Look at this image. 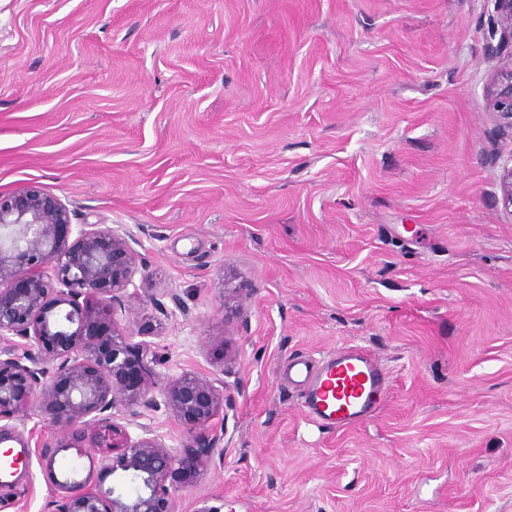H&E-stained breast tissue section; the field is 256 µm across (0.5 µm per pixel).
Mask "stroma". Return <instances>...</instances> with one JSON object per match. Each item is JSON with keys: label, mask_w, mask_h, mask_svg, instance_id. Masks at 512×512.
<instances>
[{"label": "stroma", "mask_w": 512, "mask_h": 512, "mask_svg": "<svg viewBox=\"0 0 512 512\" xmlns=\"http://www.w3.org/2000/svg\"><path fill=\"white\" fill-rule=\"evenodd\" d=\"M490 0H0V195L126 225L117 318L158 384L220 374L211 463L174 512H512V139ZM368 348L388 398L309 421L289 358ZM119 421L173 450L165 408ZM0 512H59L35 410Z\"/></svg>", "instance_id": "stroma-1"}]
</instances>
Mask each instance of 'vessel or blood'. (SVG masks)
Returning <instances> with one entry per match:
<instances>
[{"label":"vessel or blood","instance_id":"vessel-or-blood-1","mask_svg":"<svg viewBox=\"0 0 512 512\" xmlns=\"http://www.w3.org/2000/svg\"><path fill=\"white\" fill-rule=\"evenodd\" d=\"M285 377L297 389L307 418L337 429L356 426L390 393V380L366 349L348 346L315 359L289 360Z\"/></svg>","mask_w":512,"mask_h":512}]
</instances>
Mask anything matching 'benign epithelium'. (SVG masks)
Wrapping results in <instances>:
<instances>
[{"instance_id": "benign-epithelium-1", "label": "benign epithelium", "mask_w": 512, "mask_h": 512, "mask_svg": "<svg viewBox=\"0 0 512 512\" xmlns=\"http://www.w3.org/2000/svg\"><path fill=\"white\" fill-rule=\"evenodd\" d=\"M501 30L487 57L498 61L488 83L498 133L512 137V0H490ZM501 203L512 214V163L498 174ZM133 234L115 226L74 224L57 198L35 187L0 196V444L29 447L15 420L29 408L62 429L56 448H74L99 471L118 475L110 487L91 476L61 482L46 464L63 512H171L185 477L210 458L205 433L224 407V381L183 373L159 387L150 342L121 332L114 312L140 262ZM54 367L47 375L45 365ZM198 431L195 446L169 449L148 430L134 438L117 422L121 406L158 407Z\"/></svg>"}]
</instances>
